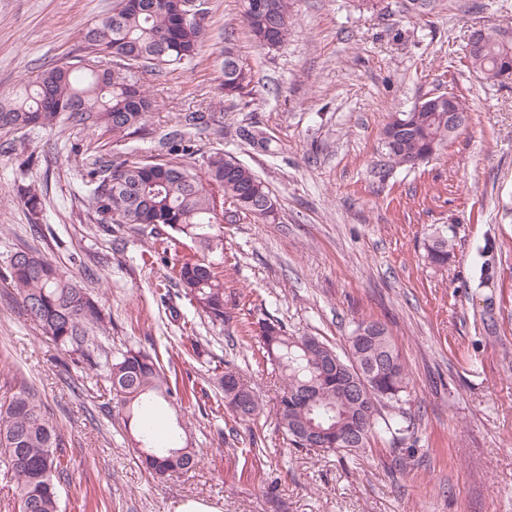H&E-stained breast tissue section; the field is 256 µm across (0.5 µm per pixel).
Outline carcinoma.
Wrapping results in <instances>:
<instances>
[{"mask_svg":"<svg viewBox=\"0 0 512 512\" xmlns=\"http://www.w3.org/2000/svg\"><path fill=\"white\" fill-rule=\"evenodd\" d=\"M273 11L260 19L244 17L259 44L268 26L274 45L290 34L289 0H271ZM181 0H112L105 17L84 33L86 55L74 64L53 65L35 80L0 97V128H40L59 135L103 131L112 135L113 154H99L88 142L90 157L85 187L88 219L118 224L154 239L168 227L196 241L204 255L185 259L175 269L176 285L214 324L228 320L220 264L208 258L218 248L215 226L240 215L266 220L276 203L268 186L252 169L221 149L205 151L213 134L212 115L179 114L158 139V147L130 145L148 134L156 101L146 89L150 79L172 67L190 68L207 43L204 19L186 20ZM469 67L484 80L500 78L512 66V36L486 29L482 48L465 53ZM221 89L242 97L251 83L235 57L222 62ZM384 166L415 165L439 154L448 142V113L414 108L395 112L384 129ZM233 209L224 211V199ZM430 260L448 261V240L427 245ZM10 278L26 312L43 334L74 362L84 363L110 383L116 407L126 423H135V450L157 476L188 473L201 462L199 451L183 438L187 424L178 421L160 431L163 406L182 401L169 386L158 356L138 347L101 355L108 322L89 288L55 262L31 248L10 258ZM372 322L362 320L348 337L341 356L318 336H294L271 319L259 322L263 358L281 372L285 384L275 408L279 426L296 448H319L356 456L374 437L408 430L404 415L381 417L380 408H400L409 396V379L386 329L369 341L357 333ZM224 407L240 422L261 411V400L233 370L217 377ZM63 439L46 417L44 406L26 382L0 401V470L15 486L19 512H60L58 484L67 469L58 448Z\"/></svg>","mask_w":512,"mask_h":512,"instance_id":"obj_1","label":"carcinoma"}]
</instances>
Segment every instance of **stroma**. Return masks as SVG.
Wrapping results in <instances>:
<instances>
[{"instance_id":"1","label":"stroma","mask_w":512,"mask_h":512,"mask_svg":"<svg viewBox=\"0 0 512 512\" xmlns=\"http://www.w3.org/2000/svg\"><path fill=\"white\" fill-rule=\"evenodd\" d=\"M292 32L260 47L244 0H210L209 40L194 69L149 83L150 129L176 114L218 113L214 147L255 171L275 219L222 224L230 319L212 325L171 281L190 240L158 256L149 237L90 223L84 159L50 130L0 129V399L25 381L64 440L62 512H512V82L466 69L471 26L512 27V0H290ZM111 0H0V93L70 61ZM250 69V95L225 96L221 63ZM452 92L470 120L438 156L379 176L391 113ZM256 126L273 143L253 150ZM38 188L40 215L22 194ZM448 239V262L426 245ZM33 248L82 280L112 325L105 351L132 346L170 364L177 407L203 461L156 478L132 450L110 385L73 363L23 310L6 273ZM490 263L489 280L481 267ZM277 319L345 351L358 321L385 326L410 380L404 439L375 438L360 457L295 449L278 425L271 368L253 331ZM236 371L259 395L254 421L224 407L217 372Z\"/></svg>"}]
</instances>
